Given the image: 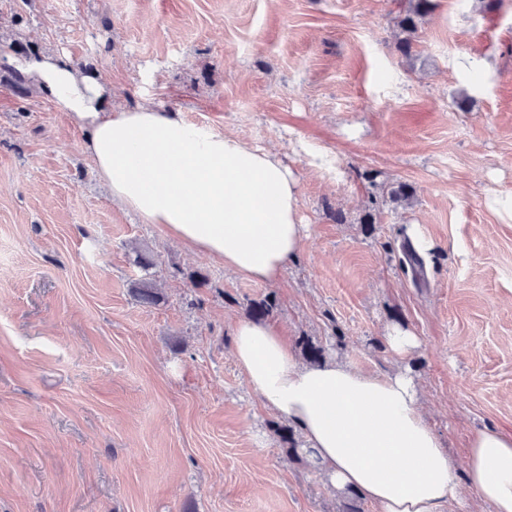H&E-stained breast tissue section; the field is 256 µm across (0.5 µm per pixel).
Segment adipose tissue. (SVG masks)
<instances>
[{
	"mask_svg": "<svg viewBox=\"0 0 512 512\" xmlns=\"http://www.w3.org/2000/svg\"><path fill=\"white\" fill-rule=\"evenodd\" d=\"M57 110L84 127V149L112 199L186 247L273 284L301 245L299 180L278 156L194 124L150 102L109 107L97 74L66 55H6ZM233 351L264 404L296 426L308 459L341 491L376 512H448L459 497L453 465L419 407L413 377L338 362L302 363L279 331L237 321ZM467 490L494 512H512V434L477 433Z\"/></svg>",
	"mask_w": 512,
	"mask_h": 512,
	"instance_id": "1",
	"label": "adipose tissue"
}]
</instances>
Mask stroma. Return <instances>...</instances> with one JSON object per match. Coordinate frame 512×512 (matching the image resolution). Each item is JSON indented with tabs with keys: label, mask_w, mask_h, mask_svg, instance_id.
Here are the masks:
<instances>
[{
	"label": "stroma",
	"mask_w": 512,
	"mask_h": 512,
	"mask_svg": "<svg viewBox=\"0 0 512 512\" xmlns=\"http://www.w3.org/2000/svg\"><path fill=\"white\" fill-rule=\"evenodd\" d=\"M400 2L0 0V53L66 54L113 106L277 155L304 226L279 282L225 268L114 203L79 123L0 69V512H340L235 363L233 326L268 296L294 349L367 373L411 329L401 365L458 486L473 436L512 432V0H437L411 63ZM145 279L161 304L134 300ZM387 344L393 356L403 361L419 347V340L412 331L393 327L388 333Z\"/></svg>",
	"instance_id": "stroma-1"
}]
</instances>
